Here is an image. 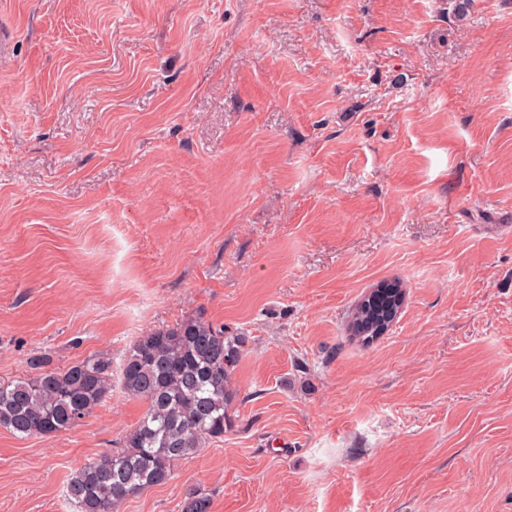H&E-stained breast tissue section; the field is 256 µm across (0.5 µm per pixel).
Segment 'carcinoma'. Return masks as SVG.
I'll return each instance as SVG.
<instances>
[{
	"instance_id": "carcinoma-1",
	"label": "carcinoma",
	"mask_w": 512,
	"mask_h": 512,
	"mask_svg": "<svg viewBox=\"0 0 512 512\" xmlns=\"http://www.w3.org/2000/svg\"><path fill=\"white\" fill-rule=\"evenodd\" d=\"M402 299L399 289L371 292L352 312L356 336L366 343L380 336ZM244 342L200 317L140 337L122 359L120 383L144 403V413L120 450L74 470L67 496L77 512H118L127 498L171 480L175 466L205 443L224 438ZM111 386L110 357L90 356L63 369L43 365L32 377L0 384V428L20 438L66 431L100 405Z\"/></svg>"
}]
</instances>
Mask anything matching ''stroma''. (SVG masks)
Here are the masks:
<instances>
[{"instance_id":"1","label":"stroma","mask_w":512,"mask_h":512,"mask_svg":"<svg viewBox=\"0 0 512 512\" xmlns=\"http://www.w3.org/2000/svg\"><path fill=\"white\" fill-rule=\"evenodd\" d=\"M455 4L0 0V384L246 339L223 439L118 512H512V0ZM143 410L0 428V512H76ZM380 289L396 291L383 293ZM402 299L399 288H377L371 292L352 312L351 324L355 336L366 343L380 336L395 317Z\"/></svg>"}]
</instances>
